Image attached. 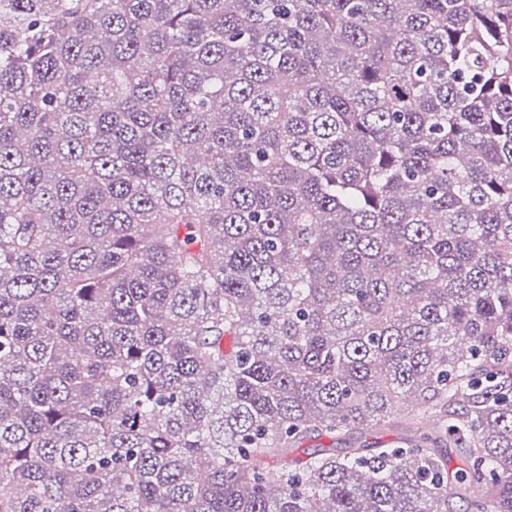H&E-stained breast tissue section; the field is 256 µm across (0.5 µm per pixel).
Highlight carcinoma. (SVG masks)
Masks as SVG:
<instances>
[{
  "label": "carcinoma",
  "mask_w": 512,
  "mask_h": 512,
  "mask_svg": "<svg viewBox=\"0 0 512 512\" xmlns=\"http://www.w3.org/2000/svg\"><path fill=\"white\" fill-rule=\"evenodd\" d=\"M473 492L512 512V0H0V512Z\"/></svg>",
  "instance_id": "carcinoma-1"
}]
</instances>
